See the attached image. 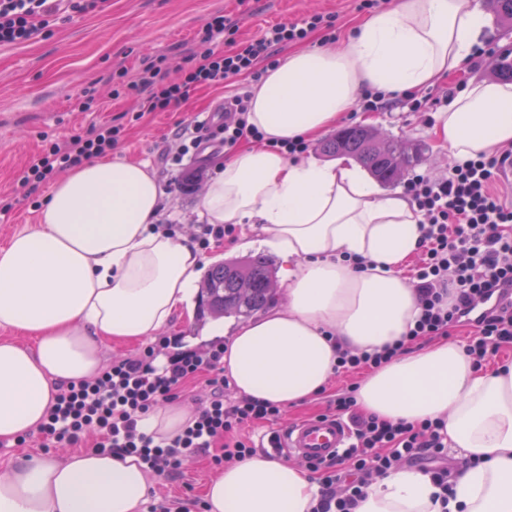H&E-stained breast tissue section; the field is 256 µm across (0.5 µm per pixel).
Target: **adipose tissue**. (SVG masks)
<instances>
[{"label":"adipose tissue","mask_w":512,"mask_h":512,"mask_svg":"<svg viewBox=\"0 0 512 512\" xmlns=\"http://www.w3.org/2000/svg\"><path fill=\"white\" fill-rule=\"evenodd\" d=\"M486 27L476 0H391L337 49H295L251 88L247 121L265 146L243 144L199 201L210 224H253L288 260L284 305L239 328L224 348L238 393L283 408L326 389L337 347L394 343L419 313L397 268L415 251L420 217L402 193L379 196L351 168L290 159L274 142L313 140L364 90L402 92L459 70ZM458 160L512 145V83L471 82L435 116ZM161 186L147 164L99 156L51 188L36 224L0 248V443L42 422L59 386L95 378L102 346L156 336L190 310L203 257L186 238L151 231ZM372 267L354 271L345 256ZM360 409L418 424L443 419L465 464L437 500L430 475L401 467L373 481L355 512H512V365L475 368L464 348H414L365 374ZM149 476L137 456L87 449L0 465V512H143ZM320 486L300 466L261 454L206 485L210 512H311Z\"/></svg>","instance_id":"1"}]
</instances>
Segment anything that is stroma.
I'll list each match as a JSON object with an SVG mask.
<instances>
[{
  "mask_svg": "<svg viewBox=\"0 0 512 512\" xmlns=\"http://www.w3.org/2000/svg\"><path fill=\"white\" fill-rule=\"evenodd\" d=\"M487 15L480 38L483 56L449 74L432 86L418 90L429 105L412 109L404 104L388 112H355L344 116L346 126L365 125L381 135L406 138L424 145L416 170L432 176L447 172L452 163L438 147L432 129L436 100L450 89L490 78L492 58L512 50V22L499 20L490 0H479ZM357 0H108L104 10L72 15L57 23L49 34L16 45H0V196L15 198V208L0 215V247L10 236L34 224L51 186L25 185L23 177L31 159L45 140L87 134L91 125H123L125 131L111 154L148 163L163 190L157 221L172 225L175 236L194 237L201 219L199 199L207 184L183 188L176 180L170 159L181 144L173 137L177 123L207 117L240 87H251L252 77L194 90L180 106L168 112L138 114L134 97L113 96L112 75L122 67L136 74L159 55H167L171 67L183 64L185 56L202 50L206 23L216 15L239 20V34L248 38L276 22L292 21L319 11L337 14L336 36L344 38L363 13ZM97 101L89 111L77 104L84 89ZM198 316L175 315L163 335L177 341L181 351H206L223 345V338L202 336ZM216 471L207 456L189 457L174 475H150L149 487L159 493L191 502L203 498L204 489Z\"/></svg>",
  "mask_w": 512,
  "mask_h": 512,
  "instance_id": "1",
  "label": "stroma"
}]
</instances>
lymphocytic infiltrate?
I'll use <instances>...</instances> for the list:
<instances>
[{"mask_svg": "<svg viewBox=\"0 0 512 512\" xmlns=\"http://www.w3.org/2000/svg\"><path fill=\"white\" fill-rule=\"evenodd\" d=\"M105 0H0V44H17L49 32L63 13H83L102 7ZM236 20L223 15L207 22L202 52L186 57L178 73H171L167 56L128 79L126 69L115 76L134 95L140 112H167L204 85L240 75L258 76L259 64L275 67L278 49L300 43L315 31L336 37V16L314 12L294 22L266 27L259 36L241 40ZM249 93L235 95L224 106L218 124L197 121L177 125L175 137L199 149L202 138L225 148L243 140H260L261 132L247 122ZM122 136L117 125L92 126L87 135L49 141L29 164L26 182L50 180L56 173L113 149ZM512 164V147L494 156L454 161L447 174L408 176L403 191L420 219V239L414 288L420 312L405 342L367 353L338 349L335 374L372 370L402 353L406 344L450 335L467 326L464 346L475 366L489 362L502 348L512 346V202L497 184L500 172ZM155 347L113 362L92 381L59 389L46 422L34 432L45 442L75 445L95 434V448L115 455L140 457L153 474L175 473L188 457L211 453L215 467L254 455L255 441L244 436L249 425L277 422L280 406L244 397L226 398L224 349L185 352L156 366ZM204 378L209 395L181 431L155 439L142 431L140 420L177 398L184 385ZM328 415L348 425L352 441L334 458L311 463L321 485L312 512H353L366 487L405 463L423 465L447 498L448 438L442 420L416 425L393 422L360 411L354 388L335 394Z\"/></svg>", "mask_w": 512, "mask_h": 512, "instance_id": "lymphocytic-infiltrate-1", "label": "lymphocytic infiltrate"}]
</instances>
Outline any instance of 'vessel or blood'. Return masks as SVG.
Wrapping results in <instances>:
<instances>
[{
	"label": "vessel or blood",
	"instance_id": "obj_1",
	"mask_svg": "<svg viewBox=\"0 0 512 512\" xmlns=\"http://www.w3.org/2000/svg\"><path fill=\"white\" fill-rule=\"evenodd\" d=\"M277 446L283 456L319 461L342 452L350 444L347 424L336 417H316L278 431Z\"/></svg>",
	"mask_w": 512,
	"mask_h": 512
}]
</instances>
